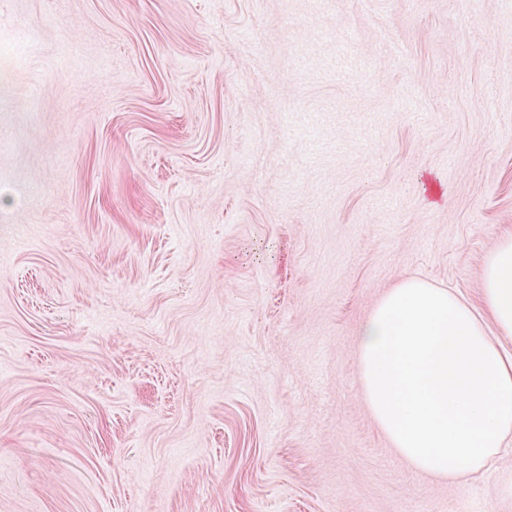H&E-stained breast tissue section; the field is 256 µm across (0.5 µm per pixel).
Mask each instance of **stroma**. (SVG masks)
<instances>
[{
  "instance_id": "obj_1",
  "label": "stroma",
  "mask_w": 512,
  "mask_h": 512,
  "mask_svg": "<svg viewBox=\"0 0 512 512\" xmlns=\"http://www.w3.org/2000/svg\"><path fill=\"white\" fill-rule=\"evenodd\" d=\"M501 226L512 0H0V512H512L358 368ZM324 36L329 40H336L337 43L343 45L345 53L337 62V71L340 77L355 90L357 85L351 80L354 46L350 36L347 33L335 30H326Z\"/></svg>"
}]
</instances>
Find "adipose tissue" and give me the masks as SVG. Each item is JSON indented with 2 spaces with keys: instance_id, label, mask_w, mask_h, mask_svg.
I'll list each match as a JSON object with an SVG mask.
<instances>
[{
  "instance_id": "obj_1",
  "label": "adipose tissue",
  "mask_w": 512,
  "mask_h": 512,
  "mask_svg": "<svg viewBox=\"0 0 512 512\" xmlns=\"http://www.w3.org/2000/svg\"><path fill=\"white\" fill-rule=\"evenodd\" d=\"M358 336L362 394L407 462L456 480L512 444V230L484 263L479 305L409 277Z\"/></svg>"
}]
</instances>
